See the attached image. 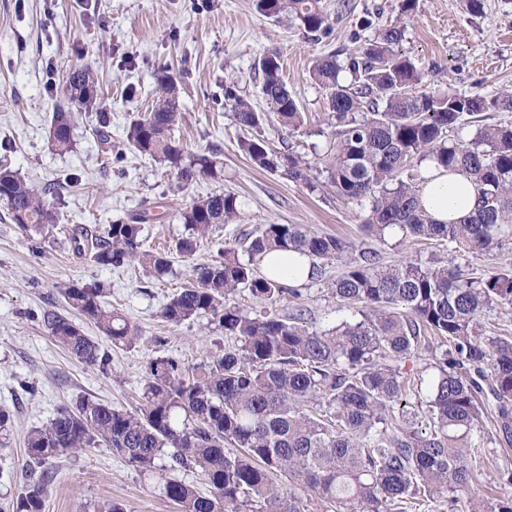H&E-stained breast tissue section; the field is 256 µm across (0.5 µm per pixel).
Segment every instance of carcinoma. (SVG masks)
<instances>
[{
    "label": "carcinoma",
    "instance_id": "carcinoma-1",
    "mask_svg": "<svg viewBox=\"0 0 512 512\" xmlns=\"http://www.w3.org/2000/svg\"><path fill=\"white\" fill-rule=\"evenodd\" d=\"M264 16L294 22L314 41L331 29L322 0H255ZM405 27L378 30L359 50L317 57L311 79L323 91L328 128L311 164L286 143L272 148L262 135L244 137L240 150L269 173H282L314 193L329 186L344 200L369 203L363 229L376 244L424 241L448 248V259L386 265L379 248H357L341 237L301 224H263L244 245L195 262L199 239L240 217L238 198L222 192L194 200L179 217L187 234L172 249L146 250L141 234L152 216L143 208L91 235L69 233L75 251L101 265H137L146 276L172 273V255L190 268L189 281L161 308L179 325L206 316L233 341L222 354L187 370L172 357L149 363L138 406L80 400L59 408L26 439L30 470L50 459L105 446L141 477L161 475L160 490L180 512H409L426 503L448 512H512V498L484 501L461 495L474 480L472 438L490 417L492 441L512 446V336L488 335L486 312L512 307V262L479 276L462 259L512 252V123L488 124L485 112H512V93L492 98L422 89L423 73L397 47ZM266 110L233 91L225 108L244 131L260 128L268 114L300 133L305 115L283 78L281 54L257 62ZM96 75L87 65L65 72L64 103L55 106L52 143L72 148L76 110L98 108ZM181 114L178 83L164 69L156 97L127 128L141 155L175 172L172 191L216 177L207 155L186 160L172 132ZM430 167L465 177L477 204L448 223L420 204ZM38 188L0 168V202L11 220L43 232L60 223ZM288 250L311 259L312 275L333 260L342 272L325 287L357 319L310 330L305 309L283 304L301 295L258 272L264 254ZM261 310L235 302L241 292ZM105 285L70 284L68 305L93 323L115 348H129L139 327L103 305ZM43 321L58 346L102 371L109 353L81 326L52 311ZM431 354L425 370L416 362ZM199 471L205 494L174 476ZM51 475H29L12 512H43Z\"/></svg>",
    "mask_w": 512,
    "mask_h": 512
}]
</instances>
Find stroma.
Segmentation results:
<instances>
[{"label": "stroma", "mask_w": 512, "mask_h": 512, "mask_svg": "<svg viewBox=\"0 0 512 512\" xmlns=\"http://www.w3.org/2000/svg\"><path fill=\"white\" fill-rule=\"evenodd\" d=\"M323 0L331 30L308 40L288 21L259 14L253 0H0V166L36 186L54 184L62 210L61 226L49 235L14 224L0 204V410L10 414V449L0 452V503L16 499L29 477L24 440L62 406L85 397L133 408L147 367L172 357L186 367L227 348L229 341L201 316L179 325L159 316L162 305L181 287L185 267L163 280L136 266L112 268L75 253L67 228L89 229L126 219L155 203L160 219L144 224L147 245L175 244L186 233L178 212L192 198L215 192L238 197L241 219L220 225L198 243L197 261L217 258L225 244L258 225L302 224L309 229L366 243L361 224L367 206L338 198L331 188L310 193L280 173L253 167L239 149L243 132L225 109L224 91L263 109L258 59L279 50L283 77L305 114L306 132L296 138L306 160L322 144L327 115L322 91L311 81L314 57L352 52L374 39L379 28L401 19L400 44L425 74L430 91L460 94L512 90V0H485L483 13L466 15L459 0H419L413 15L401 16L400 0ZM373 15V26L358 27ZM88 64L98 78L100 106L110 115V137L95 134V113L77 114L73 148L52 147L54 107L63 95L62 78L75 65ZM169 68L180 82L182 116L174 136L192 154L213 157L223 172L200 178L174 192L173 175L163 164L130 147L125 129L149 106L156 75ZM340 263L322 266L318 278L301 287L306 325L326 328L350 319L323 283L336 277ZM105 283L104 302L142 331L129 349H110L107 371L85 366L58 347L42 320L44 310L67 313L61 294L71 283ZM512 465V447L477 438L471 465L481 475L475 493L485 499L512 497L498 468ZM57 477L45 494L44 512H107L111 502L126 512H179L158 485L139 477L106 448L56 460Z\"/></svg>", "instance_id": "1"}]
</instances>
